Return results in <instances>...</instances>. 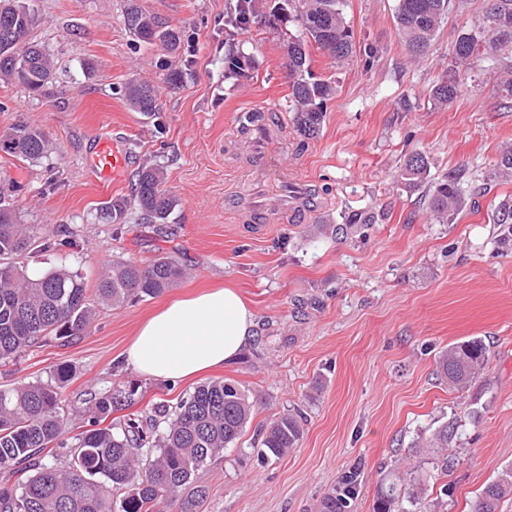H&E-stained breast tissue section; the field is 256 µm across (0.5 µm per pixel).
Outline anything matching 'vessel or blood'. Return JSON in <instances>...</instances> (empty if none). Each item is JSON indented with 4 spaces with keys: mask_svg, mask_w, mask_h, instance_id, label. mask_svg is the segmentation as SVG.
Here are the masks:
<instances>
[{
    "mask_svg": "<svg viewBox=\"0 0 512 512\" xmlns=\"http://www.w3.org/2000/svg\"><path fill=\"white\" fill-rule=\"evenodd\" d=\"M274 142L275 136L269 127L257 129L250 150L252 162L258 172L275 182L276 187L266 199H253L250 213L284 223L300 213L319 211L320 205L312 196L310 187L302 180L290 178L287 171L276 164L272 152ZM87 163L91 173L100 178L116 177L130 167L127 152L113 139L97 141Z\"/></svg>",
    "mask_w": 512,
    "mask_h": 512,
    "instance_id": "1",
    "label": "vessel or blood"
}]
</instances>
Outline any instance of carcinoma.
<instances>
[{"instance_id": "carcinoma-1", "label": "carcinoma", "mask_w": 512, "mask_h": 512, "mask_svg": "<svg viewBox=\"0 0 512 512\" xmlns=\"http://www.w3.org/2000/svg\"><path fill=\"white\" fill-rule=\"evenodd\" d=\"M31 0H0V80L15 82L29 91L51 83L54 64L48 52L27 40L37 22ZM451 0H398L395 20L410 57L425 52L450 9ZM256 3L233 6L230 26L243 29L238 19L251 17ZM126 29L140 43H160L173 58L181 55L185 33L154 13L128 0L123 15ZM298 22L305 37L288 38V69L292 78L290 103L300 133L310 138L323 123L324 105L335 87L312 76L305 41L337 59L352 52V32L344 16V0H279L268 23L273 27ZM512 59V0H488L473 28L461 34L452 48L448 77L432 90L435 104L446 106L458 94L460 72L472 69L481 56ZM193 60L181 65L163 60L162 81L169 89L183 84ZM252 64L249 55L229 49L224 54V75L242 77ZM162 86V87H164ZM162 87L151 80L126 82L119 93L128 108L151 115L160 111ZM46 134L18 127L0 134V151L25 161H38L49 152ZM427 157L415 152L405 161L401 179L411 187L427 181ZM462 173L448 171L429 188V206L438 220L448 218L462 204ZM167 174L159 164L138 168L127 197L102 204L101 214L114 224L126 221L134 209L143 224H166L177 199L166 187ZM493 223L512 224V198L499 201ZM44 228L20 222L14 205L0 194V362L15 359L52 335L68 341L85 335L96 311L87 298L85 277L79 270L59 267L32 278L14 262L15 257L63 245L42 236ZM185 275L178 262L158 255L147 263L120 262L103 274L97 285L99 302L121 306L156 297L174 287ZM436 371L448 384L463 388L477 381L488 363L479 339L452 344L439 352ZM71 369L54 371L55 384L28 382L0 386V468L8 480L0 481V512H201L210 488L196 473L222 457L250 422L254 401L236 384L224 379L196 386L176 405L157 402L144 419L130 418L121 432L104 422L113 412L134 405V391L113 388L90 394L89 428L75 435V448L65 467L47 459V453L66 445L68 417L62 390ZM457 421L447 420L426 441L433 468L448 473L457 436ZM303 434L301 420L288 413L263 429L261 456L280 459L297 447ZM358 470L349 472L345 487L334 488L321 501V512H345ZM427 486L418 468L381 484L373 512H391L398 499L411 504L423 500ZM512 496V466L505 467L482 491L473 512H498L500 502Z\"/></svg>"}]
</instances>
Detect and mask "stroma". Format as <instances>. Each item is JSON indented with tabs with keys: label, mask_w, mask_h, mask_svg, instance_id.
<instances>
[{
	"label": "stroma",
	"mask_w": 512,
	"mask_h": 512,
	"mask_svg": "<svg viewBox=\"0 0 512 512\" xmlns=\"http://www.w3.org/2000/svg\"><path fill=\"white\" fill-rule=\"evenodd\" d=\"M40 19L30 41L46 48L54 79L43 93L0 81V133L45 132L51 150L28 162L0 152V191L65 247L21 256L29 269H80L89 287L112 263L175 256L185 277L159 296L101 306L91 330L67 345L50 340L0 363V385L53 383L72 368L65 390L68 433L86 425L91 392L134 388L132 407L113 427L177 403L212 379L237 382L256 400L242 438L197 474L211 496L203 512H319L320 500L358 468L348 512H373L381 482L418 467L424 503L410 512H473L483 488L512 465V229L493 223L512 178L492 179L512 147V96L498 61L479 59L457 98L435 106L430 90L448 73L452 47L486 0H453L427 52L410 58L395 21L397 0H345L353 52L342 60L308 44L317 79L336 92L315 138L301 136L289 110L288 37L257 14L227 33L230 0H138L181 28L194 64L183 85L163 91L160 112L130 111L116 94L133 76L160 81L161 46L137 43L123 23L126 0H32ZM253 58L248 77L224 75V47ZM281 125V155L307 180L323 208L285 224L238 213L252 199L251 119ZM119 138L133 166L157 163L178 205L165 224L136 215L109 224L102 202L128 194L132 174L99 180L86 155L102 137ZM427 156L429 182L464 172L463 206L451 221H431L424 190L399 173L414 152ZM371 213L370 224L358 223ZM346 234H335L336 225ZM236 289L255 316V335L224 367L171 384L148 379L126 360L138 327L167 303L214 288ZM482 340L489 362L461 390L435 372L448 345ZM300 409L303 437L279 460L258 457L260 430ZM456 419V457L447 474L416 445Z\"/></svg>",
	"instance_id": "1"
}]
</instances>
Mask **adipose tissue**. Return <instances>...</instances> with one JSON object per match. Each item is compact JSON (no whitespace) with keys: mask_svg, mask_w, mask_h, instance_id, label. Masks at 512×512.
I'll return each mask as SVG.
<instances>
[{"mask_svg":"<svg viewBox=\"0 0 512 512\" xmlns=\"http://www.w3.org/2000/svg\"><path fill=\"white\" fill-rule=\"evenodd\" d=\"M254 314L233 289L172 302L141 324L129 364L155 380H177L222 366L251 341Z\"/></svg>","mask_w":512,"mask_h":512,"instance_id":"obj_1","label":"adipose tissue"}]
</instances>
